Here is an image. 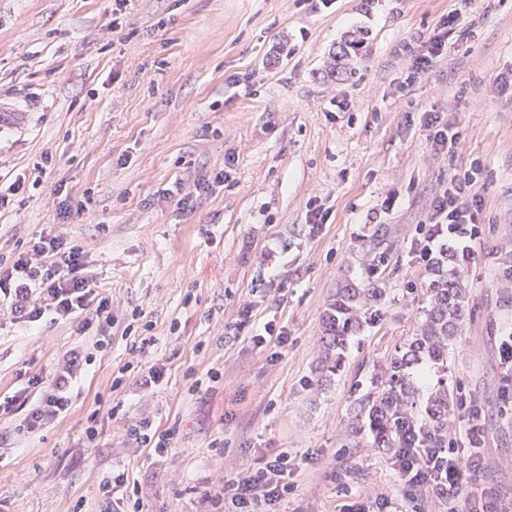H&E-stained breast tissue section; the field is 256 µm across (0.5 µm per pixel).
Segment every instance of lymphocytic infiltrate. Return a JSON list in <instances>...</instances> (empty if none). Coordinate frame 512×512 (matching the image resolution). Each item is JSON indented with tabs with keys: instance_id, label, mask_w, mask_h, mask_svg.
I'll return each mask as SVG.
<instances>
[{
	"instance_id": "f902f5d3",
	"label": "lymphocytic infiltrate",
	"mask_w": 512,
	"mask_h": 512,
	"mask_svg": "<svg viewBox=\"0 0 512 512\" xmlns=\"http://www.w3.org/2000/svg\"><path fill=\"white\" fill-rule=\"evenodd\" d=\"M468 36L457 13L442 16L426 41L403 46L407 82L431 70L447 54L450 41ZM476 180L473 169L454 173L436 192L426 212L427 227L416 240L423 262H430L442 239L462 243L478 238L482 216ZM86 259L83 248L64 236H40L12 262L0 260V296L9 300L12 314L27 328L69 323L87 344L106 348L112 342L116 318L111 299L94 288L86 275ZM89 360L85 352L74 351L52 374L30 378V387L41 388L42 394L26 411L23 427L27 433H38L69 411L72 379ZM456 408L464 426L449 429L442 447H427L423 428L410 425L391 457L392 468L405 487L432 492L452 503L465 487L466 474L488 468L480 410L464 394L458 397ZM291 474L287 453H278L248 469L228 491L210 495L212 512H279V504L295 489ZM101 493L103 512H143L139 487L128 473L104 481Z\"/></svg>"
}]
</instances>
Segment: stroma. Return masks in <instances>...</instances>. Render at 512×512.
Wrapping results in <instances>:
<instances>
[{
    "instance_id": "1",
    "label": "stroma",
    "mask_w": 512,
    "mask_h": 512,
    "mask_svg": "<svg viewBox=\"0 0 512 512\" xmlns=\"http://www.w3.org/2000/svg\"><path fill=\"white\" fill-rule=\"evenodd\" d=\"M460 10L472 38L404 85L402 43L425 40ZM364 34L350 70L327 64L347 32ZM512 0H0V104L27 121L0 124V185L26 184L0 208V257L60 234L84 247L86 273L112 299V343L73 382L68 413L23 433V410L0 411V499L11 512H99L101 482L128 472L144 512H209L207 492L265 456L287 452L296 490L281 512H344L364 501L392 512H448L416 501L388 448L351 433L356 398L414 336L429 299L411 244L450 171L480 163L485 222L466 264L469 311L448 361L412 368L423 393L465 390L483 407L490 485L512 512V409L497 391L499 338L512 327L503 270L512 265ZM435 112L459 133L436 157L421 124ZM231 186L190 207L221 169ZM83 204L60 216L51 193ZM327 210L310 221L311 201ZM381 287L349 338L339 371L318 387L322 316L337 288ZM273 322L285 346L226 339L242 305ZM151 343L140 354L130 346ZM81 336L67 324L27 329L0 305V401L52 373ZM164 361L139 388L126 364ZM126 383L110 384L117 374ZM127 414L172 431L167 453L128 455ZM100 435L88 440L90 415ZM224 443L216 451L213 440Z\"/></svg>"
}]
</instances>
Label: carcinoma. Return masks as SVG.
I'll use <instances>...</instances> for the list:
<instances>
[{"label":"carcinoma","instance_id":"1","mask_svg":"<svg viewBox=\"0 0 512 512\" xmlns=\"http://www.w3.org/2000/svg\"><path fill=\"white\" fill-rule=\"evenodd\" d=\"M358 44L360 41L351 39L339 47L333 72L345 69L351 57L350 48ZM463 265L464 261L450 253L432 259L428 266L429 281L425 284L430 307L418 333L408 342L406 351L392 359L387 376L376 390L355 403L354 420L367 421L379 448L397 447L396 422L403 416H415L420 395L410 377L412 362L421 355L437 364L448 361L450 341L468 316ZM380 295L379 288H356L350 283L336 289V295L323 314L322 356L316 367L318 382L327 383L330 375L341 367L345 340L349 333L359 329L360 310L365 300ZM426 410L432 430H448L451 405L447 390L430 393Z\"/></svg>","mask_w":512,"mask_h":512}]
</instances>
